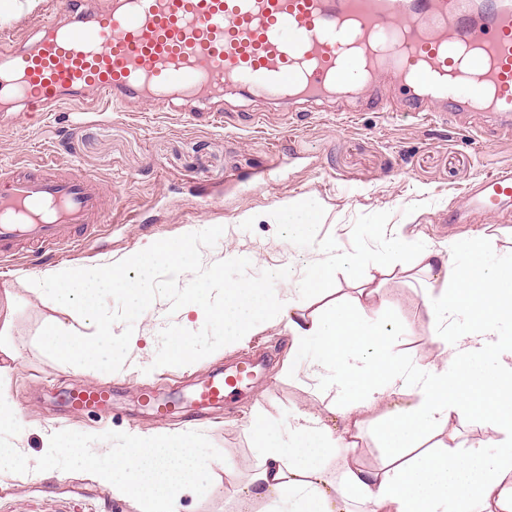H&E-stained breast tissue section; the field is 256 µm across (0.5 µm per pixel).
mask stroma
Here are the masks:
<instances>
[{
  "mask_svg": "<svg viewBox=\"0 0 512 512\" xmlns=\"http://www.w3.org/2000/svg\"><path fill=\"white\" fill-rule=\"evenodd\" d=\"M398 96V82L379 75L373 83L337 89L322 111L295 112L234 87L222 103L223 125L210 126L190 99L178 112L149 111L142 99L113 109L89 91L54 121L23 117L0 128V164L50 157L61 168L77 166L103 181L112 217L83 240L77 253L0 266V293L15 298L11 342L17 358L8 389L19 411L18 426L0 429V448L38 457L51 436L61 437L64 446L36 479L11 478L13 458L0 457V512H137L86 474L89 466L108 464L111 453L127 448L136 432L184 433L199 458L231 464V474L201 482L196 497L184 500L183 512H235L233 488L256 463L251 416L265 414L284 440L293 415L328 413L329 402L312 381L282 374L291 338L280 323H264L244 345L220 344L212 327L195 326L201 359L188 365L168 362L181 319L170 315L162 298L136 319L138 344L119 371L59 363L36 340L63 314L28 288L29 279L51 267L91 268L150 242L216 225L224 233L215 247L202 249L204 265L243 252L254 257L253 276L287 268L293 279H304L319 242L335 239L352 260L336 271L350 297L353 272L372 275L387 262L381 238L388 225L401 233L408 257L417 245L429 244L466 263L460 236L470 229L495 233L490 262H512V222L487 218L466 226L448 220L467 190L512 164V141L497 138V118L467 112L448 124L431 112L396 108ZM297 197L319 204L321 222L311 235L291 241L277 222V207ZM378 300L383 310L366 308L364 321L390 327L391 352L401 372L439 363L443 346L428 328L420 282L399 274L387 277ZM247 358L263 359L264 366L253 387L238 389L223 406L182 408L175 418L160 419L145 402L149 394L191 397L212 375ZM75 385L113 388L111 405L79 417L64 397Z\"/></svg>",
  "mask_w": 512,
  "mask_h": 512,
  "instance_id": "35a3bbf8",
  "label": "stroma"
}]
</instances>
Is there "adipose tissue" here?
Here are the masks:
<instances>
[{
	"instance_id": "1",
	"label": "adipose tissue",
	"mask_w": 512,
	"mask_h": 512,
	"mask_svg": "<svg viewBox=\"0 0 512 512\" xmlns=\"http://www.w3.org/2000/svg\"><path fill=\"white\" fill-rule=\"evenodd\" d=\"M492 239L466 238L467 264L452 253L424 245L412 258L381 266L382 274L421 271L426 275L425 305L435 341L444 345L442 364L417 368L412 403H392L402 376L387 347L385 327H367L363 300L373 277L357 281L358 295H339L336 268L345 264L335 240L320 243L305 279H284L279 296L260 284L223 286L218 299L187 293L172 358L193 362L195 323L220 328L223 340H250L263 323L285 324L292 345L285 374L308 372L325 393L342 402L338 423L297 413L287 441L263 414L249 422L258 464L235 490L258 512H440L454 502L456 512H512V264L487 259ZM321 306L306 312L308 302ZM312 362H305L307 350ZM494 355L495 365L479 368ZM383 408L378 438L383 465L367 469L351 454L358 445L361 415ZM468 415L480 418L491 434L489 446H469L449 434V424ZM337 470H330L333 458ZM221 460H201L181 435L157 440L133 437L111 464L91 468L94 481L112 497L132 501L138 512H181L182 500L198 492L200 474L226 469Z\"/></svg>"
}]
</instances>
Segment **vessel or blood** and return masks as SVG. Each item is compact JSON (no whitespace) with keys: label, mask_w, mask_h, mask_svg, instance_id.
Segmentation results:
<instances>
[{"label":"vessel or blood","mask_w":512,"mask_h":512,"mask_svg":"<svg viewBox=\"0 0 512 512\" xmlns=\"http://www.w3.org/2000/svg\"><path fill=\"white\" fill-rule=\"evenodd\" d=\"M475 0H117L91 9L64 0V19L36 21V47L18 37L0 52V126L13 125V104L48 118L61 104L94 89L105 105L151 94L150 109L177 99L220 101L228 86L299 108L318 105L342 69L364 80L368 67L410 84L407 109L448 114L512 113V0H486L473 26ZM103 184L52 159L0 169V260L57 254L100 223ZM512 218V166L471 189L455 220L473 214ZM245 380L217 377L195 394L199 407L223 404ZM106 389L66 392L77 410L107 398Z\"/></svg>","instance_id":"1"}]
</instances>
